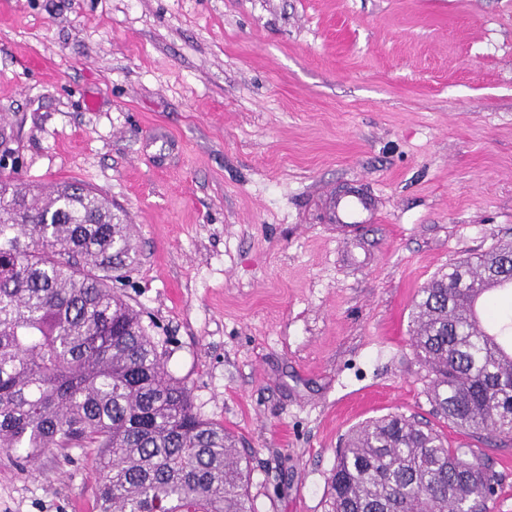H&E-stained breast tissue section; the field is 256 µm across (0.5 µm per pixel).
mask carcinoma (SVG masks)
Returning <instances> with one entry per match:
<instances>
[{"instance_id": "1", "label": "carcinoma", "mask_w": 512, "mask_h": 512, "mask_svg": "<svg viewBox=\"0 0 512 512\" xmlns=\"http://www.w3.org/2000/svg\"><path fill=\"white\" fill-rule=\"evenodd\" d=\"M0 135V449L21 468L52 448L98 449V512H254L247 457L165 369L142 314L113 284L134 263L127 215L75 182L33 194ZM512 241L421 289L411 332L437 415L512 442V343L486 303L512 286ZM331 512H489L480 448H450L403 414L353 429L328 478Z\"/></svg>"}]
</instances>
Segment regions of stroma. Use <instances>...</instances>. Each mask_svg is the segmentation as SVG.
<instances>
[{"mask_svg":"<svg viewBox=\"0 0 512 512\" xmlns=\"http://www.w3.org/2000/svg\"><path fill=\"white\" fill-rule=\"evenodd\" d=\"M0 129L25 186L129 216L118 290L255 512H327L347 433L434 416L412 344L441 270L512 239V0H0ZM371 196L341 231L326 192ZM512 512V444L485 448ZM93 448L0 455V512H97Z\"/></svg>","mask_w":512,"mask_h":512,"instance_id":"obj_1","label":"stroma"}]
</instances>
